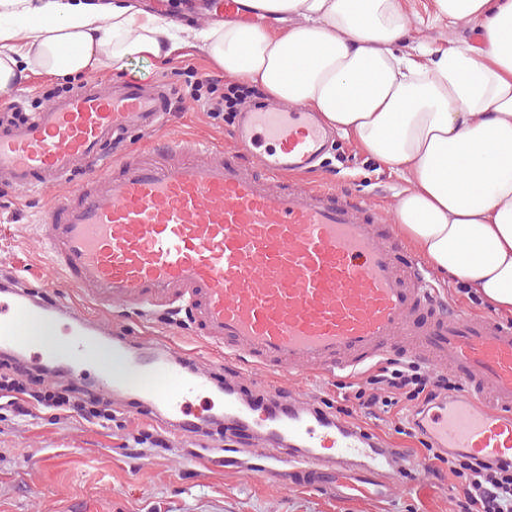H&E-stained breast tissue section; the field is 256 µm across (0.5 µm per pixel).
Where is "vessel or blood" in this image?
<instances>
[{
	"label": "vessel or blood",
	"mask_w": 512,
	"mask_h": 512,
	"mask_svg": "<svg viewBox=\"0 0 512 512\" xmlns=\"http://www.w3.org/2000/svg\"><path fill=\"white\" fill-rule=\"evenodd\" d=\"M164 85L93 83L21 120L0 123V180L31 189L76 184L45 212L41 242L59 274L41 297L0 276V354H49L61 373L105 395L123 385L193 432L190 400L215 372L166 345L131 347L123 332L61 300L79 289L98 306L182 311L225 354L281 372L362 373L400 337L410 358L448 368L461 390L416 419L433 447L484 457L512 451V325L440 300L422 271L405 277L399 245L369 224L363 202L280 188L312 167L329 137L301 108L244 112L233 150L165 142L163 159L113 166L105 147L160 126ZM62 342L44 346V325ZM227 432L247 442L258 413L269 446L262 471L341 499L390 496L406 472L399 448L325 420L290 396L240 392L224 381Z\"/></svg>",
	"instance_id": "1"
}]
</instances>
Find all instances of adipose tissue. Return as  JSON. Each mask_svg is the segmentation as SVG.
I'll return each instance as SVG.
<instances>
[{
	"instance_id": "adipose-tissue-1",
	"label": "adipose tissue",
	"mask_w": 512,
	"mask_h": 512,
	"mask_svg": "<svg viewBox=\"0 0 512 512\" xmlns=\"http://www.w3.org/2000/svg\"><path fill=\"white\" fill-rule=\"evenodd\" d=\"M449 25L479 29L439 56L398 43L401 0H247L291 18L270 31L231 18L189 30L177 11L114 0H0V91L23 70L67 77L128 58L203 51L225 77L302 106L402 181L399 236L444 279L512 313V0H433ZM25 37L27 49L13 42Z\"/></svg>"
}]
</instances>
